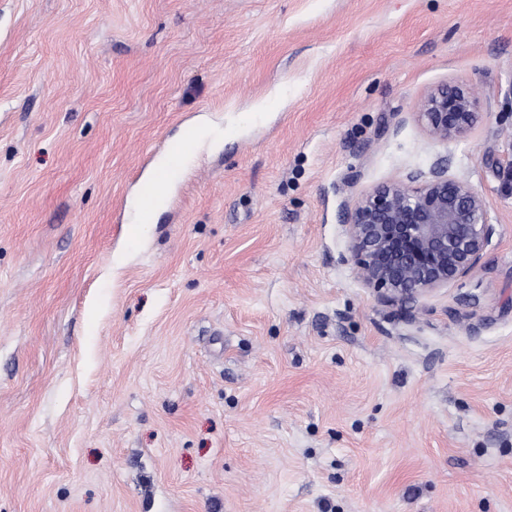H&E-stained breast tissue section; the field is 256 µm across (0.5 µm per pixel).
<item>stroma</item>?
I'll return each instance as SVG.
<instances>
[{
	"mask_svg": "<svg viewBox=\"0 0 512 512\" xmlns=\"http://www.w3.org/2000/svg\"><path fill=\"white\" fill-rule=\"evenodd\" d=\"M438 162L496 234L384 303L347 215ZM510 165L512 0H0V512H512ZM477 107L471 90L450 87L429 94L417 114L432 138L448 142L473 130L480 119ZM195 137L190 143L186 152L182 155V161H192L195 157L196 151L206 143L214 144L218 139L222 138L221 131H214L208 125L194 126ZM185 144L184 142H181L180 144L173 146L169 150L168 154V160H169V174L165 179H162L161 181L151 184L149 187L143 190V193L141 194V201L140 206L142 213L144 215L145 223L149 224V218L150 214L152 212L154 202L156 197L163 191L166 184L169 181L170 174L174 173L181 161V154L184 150Z\"/></svg>",
	"mask_w": 512,
	"mask_h": 512,
	"instance_id": "35a3bbf8",
	"label": "stroma"
}]
</instances>
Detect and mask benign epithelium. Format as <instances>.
I'll return each instance as SVG.
<instances>
[{
    "label": "benign epithelium",
    "mask_w": 512,
    "mask_h": 512,
    "mask_svg": "<svg viewBox=\"0 0 512 512\" xmlns=\"http://www.w3.org/2000/svg\"><path fill=\"white\" fill-rule=\"evenodd\" d=\"M477 107L471 90L450 87L429 94L418 118L432 138L446 142L473 130ZM345 227L364 286L400 305L467 277L496 233L483 196L441 163L373 189Z\"/></svg>",
    "instance_id": "benign-epithelium-1"
}]
</instances>
